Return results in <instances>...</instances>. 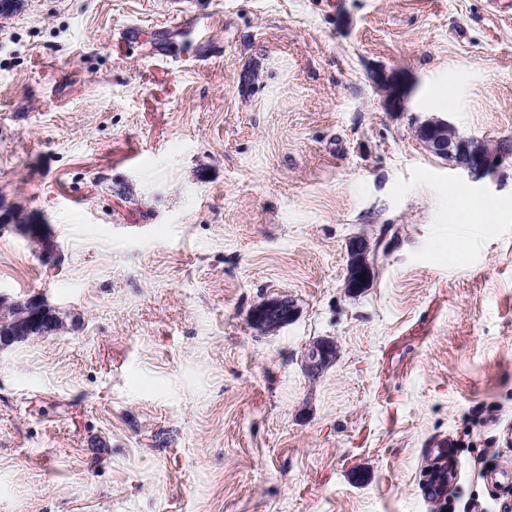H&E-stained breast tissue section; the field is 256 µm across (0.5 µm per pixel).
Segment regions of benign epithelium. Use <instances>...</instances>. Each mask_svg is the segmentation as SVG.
<instances>
[{"label":"benign epithelium","instance_id":"1","mask_svg":"<svg viewBox=\"0 0 512 512\" xmlns=\"http://www.w3.org/2000/svg\"><path fill=\"white\" fill-rule=\"evenodd\" d=\"M376 90L382 94L388 110L402 112L407 93L396 77L380 72L373 76ZM417 140L432 155L453 160L458 167L474 178L494 176L507 161H512V141L503 140L487 144L484 151L475 153L471 149L473 137L455 131L448 119L431 116L421 121L415 130ZM348 268L345 288L358 292L367 287L369 274L375 260V250L362 236H353L347 244ZM14 309L12 318L0 317V349L15 344L22 345L36 340L34 333L47 335L52 332L57 317L40 295L30 296L10 305ZM294 305L282 299H270L256 306L250 313L251 325L264 330L275 329L294 319ZM336 356V344L328 338L317 339L303 348L301 362L310 375L320 373Z\"/></svg>","mask_w":512,"mask_h":512}]
</instances>
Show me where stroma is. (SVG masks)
Segmentation results:
<instances>
[{"instance_id": "35a3bbf8", "label": "stroma", "mask_w": 512, "mask_h": 512, "mask_svg": "<svg viewBox=\"0 0 512 512\" xmlns=\"http://www.w3.org/2000/svg\"><path fill=\"white\" fill-rule=\"evenodd\" d=\"M187 8L0 10V295L64 321L0 352V512H498L512 165L471 178L415 126L512 140V0ZM458 193L494 218L460 223ZM355 235L378 249L350 294ZM272 298L294 319L253 328ZM376 90L382 94L388 110L401 112L405 109L407 93L392 73L380 72L373 76ZM336 356V344L328 338L317 339L305 345L301 362L310 375L319 374Z\"/></svg>"}]
</instances>
